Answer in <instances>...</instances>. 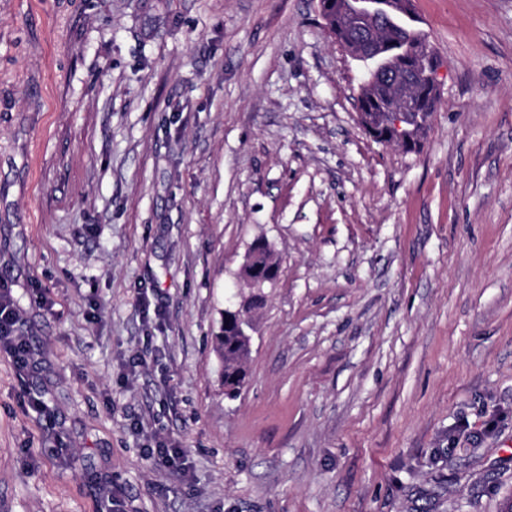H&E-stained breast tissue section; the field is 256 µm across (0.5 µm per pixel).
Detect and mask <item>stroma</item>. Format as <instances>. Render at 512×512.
<instances>
[{
    "mask_svg": "<svg viewBox=\"0 0 512 512\" xmlns=\"http://www.w3.org/2000/svg\"><path fill=\"white\" fill-rule=\"evenodd\" d=\"M412 8L440 105L406 151L318 0H0V286L36 361L0 354V512H113L102 481L122 512L512 505V0ZM252 322H246L241 328L242 335L236 331L224 314L220 331L215 336L214 350L224 363L222 386L224 395L228 398L237 396L240 388L246 383L245 361L249 355L250 346L246 336H249L244 328L251 329ZM152 465L169 470L182 479L188 477L189 467L184 448L168 444L164 439H158L155 446L146 455Z\"/></svg>",
    "mask_w": 512,
    "mask_h": 512,
    "instance_id": "stroma-1",
    "label": "stroma"
}]
</instances>
